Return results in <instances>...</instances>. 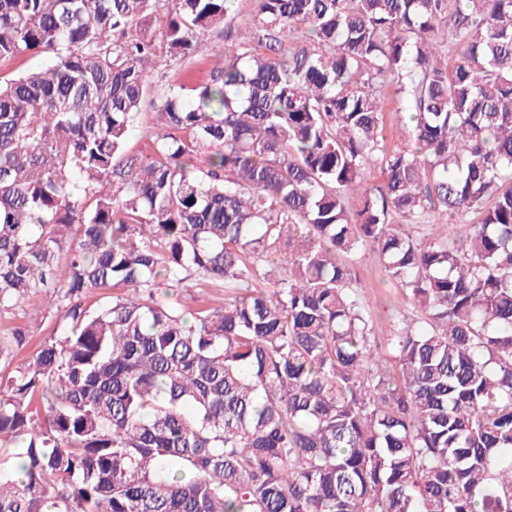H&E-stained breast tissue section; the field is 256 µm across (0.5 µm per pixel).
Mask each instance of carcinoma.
Instances as JSON below:
<instances>
[{
	"instance_id": "carcinoma-1",
	"label": "carcinoma",
	"mask_w": 512,
	"mask_h": 512,
	"mask_svg": "<svg viewBox=\"0 0 512 512\" xmlns=\"http://www.w3.org/2000/svg\"><path fill=\"white\" fill-rule=\"evenodd\" d=\"M232 2L0 0V62L49 60L0 84V309H63L0 389V512H512V0H254L127 153L151 60L235 41ZM367 247L426 314L389 357ZM232 47H234V44L224 39V28L212 33L200 45L196 61L192 65L195 79L198 82H206L211 69L219 63L222 55H224L225 48L226 50H231ZM382 121V135L386 148L391 149L407 140L405 113L402 111V105L393 88H388L385 91Z\"/></svg>"
}]
</instances>
